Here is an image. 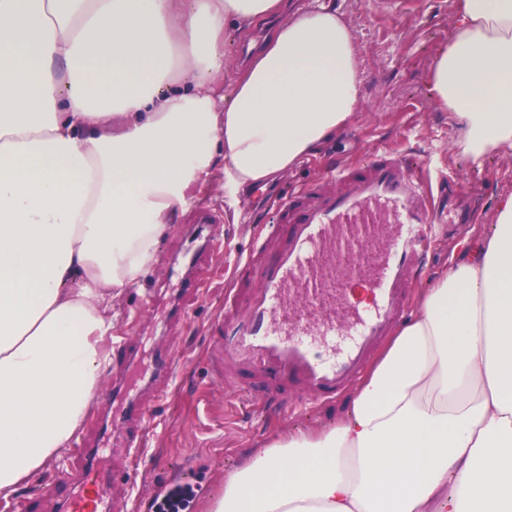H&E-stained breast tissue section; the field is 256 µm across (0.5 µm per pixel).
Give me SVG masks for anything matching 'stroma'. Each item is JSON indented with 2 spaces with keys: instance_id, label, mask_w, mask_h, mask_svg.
Here are the masks:
<instances>
[{
  "instance_id": "stroma-1",
  "label": "stroma",
  "mask_w": 512,
  "mask_h": 512,
  "mask_svg": "<svg viewBox=\"0 0 512 512\" xmlns=\"http://www.w3.org/2000/svg\"><path fill=\"white\" fill-rule=\"evenodd\" d=\"M331 3L345 15L356 38L363 82L356 120L320 145L315 155L269 181L268 199L252 198L247 188L240 191L235 205L237 223L225 220L211 229L224 241L223 258L194 271L203 283V295L180 298L184 271L166 263L180 239L181 227H174L163 238L149 273L114 301L113 333L136 343L138 360L128 368V387L120 395L107 394L112 376L104 374V390L79 431L80 437L97 442L99 453L86 460L67 454L10 502L0 501V512H61L67 474L84 467L112 474L114 492L106 512H143V504L160 483L188 460L207 484L195 502L200 510L223 490L225 473L240 465L248 449L265 443L273 433L323 427L342 417L347 398L321 406L274 410L267 407L265 394H241L215 378L205 363V326L224 307L232 266L255 244L259 217L289 188L323 176L331 167L356 164L383 148L421 159L435 192L452 195L457 217L437 237L434 262L419 283L423 289L431 287L438 273L447 268L458 243L493 224L497 198L512 193V157L490 156L479 171L466 165L448 115L435 108L428 88L432 61L451 34L452 0H408L397 11L387 9L382 0ZM282 21L277 15L244 29L232 25L225 29V81H232L255 59ZM162 281L168 282V291L155 308H142V294ZM180 303L191 314V321L168 320L169 311ZM159 350L181 359L172 379L153 377L147 369ZM143 403L151 406L152 423L143 454L136 459L122 448L127 428L113 425L112 414L115 409Z\"/></svg>"
}]
</instances>
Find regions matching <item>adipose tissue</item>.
I'll use <instances>...</instances> for the list:
<instances>
[{
	"mask_svg": "<svg viewBox=\"0 0 512 512\" xmlns=\"http://www.w3.org/2000/svg\"><path fill=\"white\" fill-rule=\"evenodd\" d=\"M429 84L468 164L512 156V0H454ZM282 0H0V501L70 450L113 301L176 218L349 126L353 31L323 0L228 94L224 28ZM206 512H512V194L464 241L335 424L246 452Z\"/></svg>",
	"mask_w": 512,
	"mask_h": 512,
	"instance_id": "adipose-tissue-1",
	"label": "adipose tissue"
}]
</instances>
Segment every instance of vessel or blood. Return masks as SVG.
I'll list each match as a JSON object with an SVG mask.
<instances>
[{"label":"vessel or blood","mask_w":512,"mask_h":512,"mask_svg":"<svg viewBox=\"0 0 512 512\" xmlns=\"http://www.w3.org/2000/svg\"><path fill=\"white\" fill-rule=\"evenodd\" d=\"M416 165L384 151L285 198L259 246L238 258L224 313L212 324L217 378L246 393L269 387L281 404L349 390L403 321L443 221ZM355 283L371 294L368 311L349 298ZM71 482L65 512H78L86 486L97 502L110 496L109 482L89 472Z\"/></svg>","instance_id":"b4317fda"}]
</instances>
